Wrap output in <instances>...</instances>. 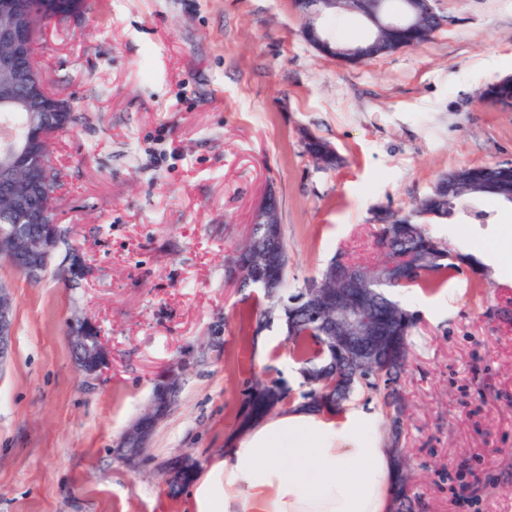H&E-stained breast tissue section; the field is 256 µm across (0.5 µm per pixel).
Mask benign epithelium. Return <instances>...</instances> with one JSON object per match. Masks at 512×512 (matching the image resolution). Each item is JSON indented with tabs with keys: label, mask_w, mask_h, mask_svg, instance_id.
Segmentation results:
<instances>
[{
	"label": "benign epithelium",
	"mask_w": 512,
	"mask_h": 512,
	"mask_svg": "<svg viewBox=\"0 0 512 512\" xmlns=\"http://www.w3.org/2000/svg\"><path fill=\"white\" fill-rule=\"evenodd\" d=\"M304 4L306 25L303 37L322 55L342 62H360L367 53L361 48L356 53L336 47L325 30L321 18L326 11L336 7L341 0H299ZM352 11L367 20L371 27L391 34L394 47L403 48L400 37L415 32L428 17L436 16L431 0H350ZM22 18L18 5L12 0L0 3V71L22 75L16 70V60L27 56V44L21 32ZM50 150L45 130H32L29 140L22 147H12L5 161L0 163V196L9 200L17 224L5 233L0 232V256L7 259L10 269L32 281L42 278L46 264L54 259L60 248V225L46 224L37 235L28 231L26 222L31 216L25 199L32 193H42L46 180L42 160ZM474 187L495 185L504 195L512 198V178L490 180L472 171L468 176ZM254 224L280 223L277 196L267 193L252 214ZM420 264L411 252L402 255L398 263L389 266L388 278L397 279L408 266ZM85 274L82 257L69 253L64 258V275L75 283ZM330 278L337 287L306 289L298 305L305 312L323 318L328 343L347 351L355 362L364 365L371 361L377 349L394 335V327L376 308L373 282L366 271L351 262L339 259L332 263ZM17 299L13 289L0 286V373L12 357V339L15 326ZM71 347L79 370L91 379L108 364L109 349L96 325L87 319L73 321L69 330ZM179 376L170 374L157 389L149 410L131 424L125 432L120 447L125 462L136 467L143 460L149 447L154 426L171 410L179 389Z\"/></svg>",
	"instance_id": "7a95c632"
}]
</instances>
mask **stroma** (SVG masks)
<instances>
[{
	"label": "stroma",
	"instance_id": "obj_1",
	"mask_svg": "<svg viewBox=\"0 0 512 512\" xmlns=\"http://www.w3.org/2000/svg\"><path fill=\"white\" fill-rule=\"evenodd\" d=\"M443 25L417 47L342 63L301 35L293 0H89L70 35L38 59L81 121L53 139L59 224L88 264L73 288L54 261L39 283L10 275L19 304L0 375V512H194L190 485L158 465L191 456L198 473L239 431L243 392L282 376L289 346L260 354L261 293L225 277L268 189L280 201L289 280L338 253L376 260L375 212L410 206L462 166L512 162V108L483 98L512 75V0H433ZM329 142L318 169L304 134ZM432 225L499 253L439 289L398 293L416 312L401 380L399 446L422 512H512V204L478 202ZM111 351L94 380L70 350L74 315ZM178 400L138 469L117 447L169 370Z\"/></svg>",
	"mask_w": 512,
	"mask_h": 512
}]
</instances>
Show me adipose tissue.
Wrapping results in <instances>:
<instances>
[{"label":"adipose tissue","instance_id":"obj_1","mask_svg":"<svg viewBox=\"0 0 512 512\" xmlns=\"http://www.w3.org/2000/svg\"><path fill=\"white\" fill-rule=\"evenodd\" d=\"M372 405L295 403L253 425L213 463L196 512H390L393 450Z\"/></svg>","mask_w":512,"mask_h":512}]
</instances>
